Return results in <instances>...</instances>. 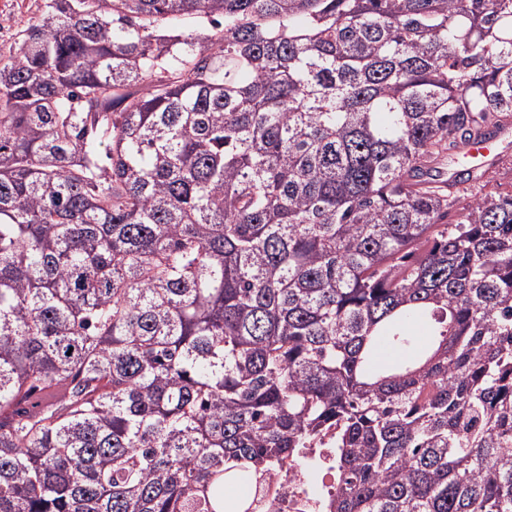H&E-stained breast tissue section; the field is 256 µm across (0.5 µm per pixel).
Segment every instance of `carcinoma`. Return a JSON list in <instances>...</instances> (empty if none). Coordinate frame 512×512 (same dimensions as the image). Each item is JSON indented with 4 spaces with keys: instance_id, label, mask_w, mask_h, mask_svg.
Wrapping results in <instances>:
<instances>
[{
    "instance_id": "1",
    "label": "carcinoma",
    "mask_w": 512,
    "mask_h": 512,
    "mask_svg": "<svg viewBox=\"0 0 512 512\" xmlns=\"http://www.w3.org/2000/svg\"><path fill=\"white\" fill-rule=\"evenodd\" d=\"M44 7L0 53V512H225L305 448L321 512H512V191L441 171L512 118V0Z\"/></svg>"
}]
</instances>
